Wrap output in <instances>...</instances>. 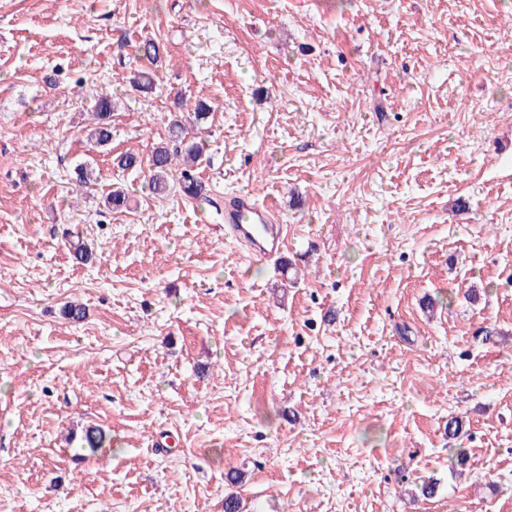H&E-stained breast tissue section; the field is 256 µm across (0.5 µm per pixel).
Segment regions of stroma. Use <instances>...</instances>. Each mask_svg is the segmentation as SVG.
Masks as SVG:
<instances>
[{"instance_id": "stroma-1", "label": "stroma", "mask_w": 512, "mask_h": 512, "mask_svg": "<svg viewBox=\"0 0 512 512\" xmlns=\"http://www.w3.org/2000/svg\"><path fill=\"white\" fill-rule=\"evenodd\" d=\"M200 95L208 203L117 167ZM239 190L277 207L280 260L225 238ZM90 425L111 440L76 459ZM230 493L512 512V0H0V512ZM160 45V42L149 39L143 42L140 46L141 55L148 59L151 67L135 70L130 73V76L128 77V86L132 91L145 93L152 92L153 86L155 85L153 67L162 66ZM112 96L100 95L95 103L94 127L90 129L87 140L92 146L104 147L112 141Z\"/></svg>"}]
</instances>
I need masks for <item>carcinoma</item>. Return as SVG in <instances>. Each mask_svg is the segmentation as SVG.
I'll return each instance as SVG.
<instances>
[{
	"label": "carcinoma",
	"instance_id": "1",
	"mask_svg": "<svg viewBox=\"0 0 512 512\" xmlns=\"http://www.w3.org/2000/svg\"><path fill=\"white\" fill-rule=\"evenodd\" d=\"M141 55L148 59L150 67L136 70L128 77L131 90L148 93L155 85L154 68L162 62L160 43L149 39L140 46ZM112 97L100 95L95 103V123L87 140L95 147H104L112 141ZM213 106L209 101L195 99L194 108L186 113H172L168 117L169 142L153 148L147 161L149 185L158 194H166L173 188L185 196L197 200L203 197L205 185L198 176V166L204 160L205 146L200 141L188 140L187 126L199 128L210 118ZM106 433L99 427L85 429L82 441L90 450L105 442Z\"/></svg>",
	"mask_w": 512,
	"mask_h": 512
}]
</instances>
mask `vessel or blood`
I'll return each instance as SVG.
<instances>
[{
	"instance_id": "b4317fda",
	"label": "vessel or blood",
	"mask_w": 512,
	"mask_h": 512,
	"mask_svg": "<svg viewBox=\"0 0 512 512\" xmlns=\"http://www.w3.org/2000/svg\"><path fill=\"white\" fill-rule=\"evenodd\" d=\"M224 224L227 234L246 246L255 259L276 258L286 241L276 209L258 203L246 192L225 199Z\"/></svg>"
}]
</instances>
